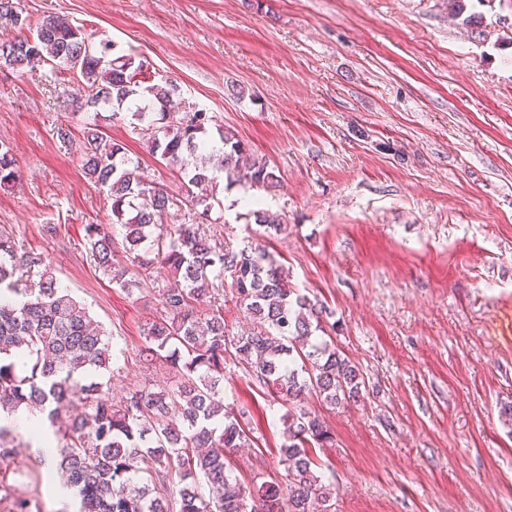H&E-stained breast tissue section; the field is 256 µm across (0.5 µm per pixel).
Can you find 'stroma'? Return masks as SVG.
Instances as JSON below:
<instances>
[{
	"instance_id": "stroma-1",
	"label": "stroma",
	"mask_w": 512,
	"mask_h": 512,
	"mask_svg": "<svg viewBox=\"0 0 512 512\" xmlns=\"http://www.w3.org/2000/svg\"><path fill=\"white\" fill-rule=\"evenodd\" d=\"M33 20L60 16L92 41L137 50L154 79L237 130L279 177L274 192L218 191L211 233L230 247L252 240L251 198L279 215L267 242L294 287L323 309L336 348L365 385L331 407L308 397L334 441L311 454L336 490L335 512H512V0H18ZM479 15L481 24L468 23ZM80 82L37 67L0 69V145L21 177L0 188V236L47 255L61 287L82 301L121 357L101 375L114 398L162 385L140 359L144 332L164 317L169 275L127 294L96 268L86 227L120 225L87 182L58 126L79 130ZM112 138L148 178L178 193L120 118ZM57 229L47 235L46 226ZM224 391L247 424L232 451L239 479L284 481L282 417L244 369ZM16 452L23 474L0 482V512L19 499L59 512L40 478L36 444Z\"/></svg>"
}]
</instances>
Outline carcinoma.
<instances>
[{
	"mask_svg": "<svg viewBox=\"0 0 512 512\" xmlns=\"http://www.w3.org/2000/svg\"><path fill=\"white\" fill-rule=\"evenodd\" d=\"M20 34L0 40V68L23 71L44 64L57 75L85 84L86 99L75 112L93 111L79 140L84 177L106 191L112 223L123 228L130 264L114 259L112 233L89 224L91 256L113 285L129 293L146 286L155 263L168 268L163 292L167 316L147 329L142 354L170 368L158 388L131 389L116 401L107 384L87 373L109 367V344L87 308L58 286L47 258L18 240L0 236V409L36 410L49 422L72 400L84 411L72 417L51 455L56 471L80 499L78 512H329L331 484L316 470L311 446L332 440L318 415L304 408L284 415L287 433L279 462L288 483H253L233 474L227 454L249 435L226 402L224 368L232 362L278 399L299 404L308 396L336 406L359 396V367L325 339L314 305L292 286L288 269L264 246L229 250L202 231L203 220L220 204L218 176L201 154L209 142L224 150V178H245L265 192L279 180L266 159L252 153L235 130L213 123L199 109L179 123H163L179 110L175 84L143 86L144 59L102 40L95 46L69 20L48 17L31 23L16 0H0ZM124 113L145 138L148 153L174 170L183 192L174 196L143 175L141 162L124 143L103 131L101 112ZM19 177L10 150L0 149V187ZM187 208L188 220L165 223L172 208ZM255 223L270 236L281 219L264 209ZM230 277L231 300L251 327L230 335L218 297ZM213 303L200 310L196 302Z\"/></svg>",
	"mask_w": 512,
	"mask_h": 512,
	"instance_id": "carcinoma-1",
	"label": "carcinoma"
}]
</instances>
